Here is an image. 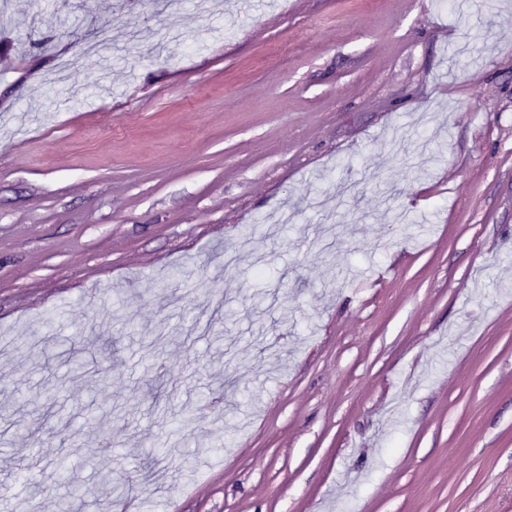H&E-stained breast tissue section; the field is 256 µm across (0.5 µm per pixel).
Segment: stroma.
Returning <instances> with one entry per match:
<instances>
[{"mask_svg":"<svg viewBox=\"0 0 512 512\" xmlns=\"http://www.w3.org/2000/svg\"><path fill=\"white\" fill-rule=\"evenodd\" d=\"M131 499L512 512V0H0V512Z\"/></svg>","mask_w":512,"mask_h":512,"instance_id":"obj_1","label":"stroma"}]
</instances>
